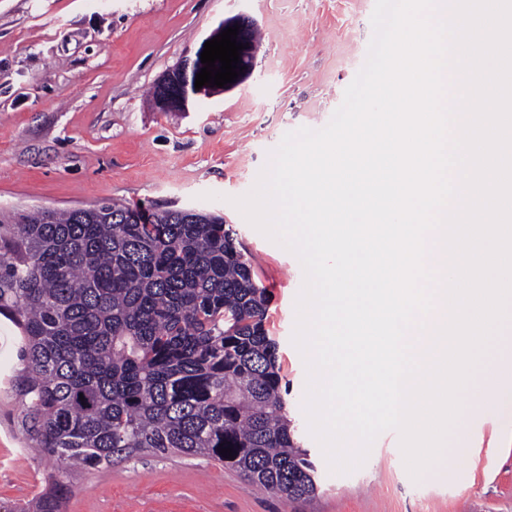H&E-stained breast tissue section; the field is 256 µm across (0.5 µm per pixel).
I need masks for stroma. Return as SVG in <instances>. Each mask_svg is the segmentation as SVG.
Returning a JSON list of instances; mask_svg holds the SVG:
<instances>
[{"mask_svg":"<svg viewBox=\"0 0 512 512\" xmlns=\"http://www.w3.org/2000/svg\"><path fill=\"white\" fill-rule=\"evenodd\" d=\"M375 0H0V212L69 210L121 200L153 211L223 214L269 296L285 397L318 493L293 500L248 486L235 468L198 456L141 453L81 472L35 448L16 379L20 332L0 315V512L34 504L59 480L65 512H512V416H470L468 458L409 475L398 432L364 464L331 472L309 434L307 371L292 342L304 273L297 257L231 203L252 190L285 133L320 129L342 104L373 37ZM262 36L253 75L161 112L147 91L238 12Z\"/></svg>","mask_w":512,"mask_h":512,"instance_id":"stroma-1","label":"stroma"}]
</instances>
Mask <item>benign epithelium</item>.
Listing matches in <instances>:
<instances>
[{"instance_id":"benign-epithelium-1","label":"benign epithelium","mask_w":512,"mask_h":512,"mask_svg":"<svg viewBox=\"0 0 512 512\" xmlns=\"http://www.w3.org/2000/svg\"><path fill=\"white\" fill-rule=\"evenodd\" d=\"M239 26L237 42L249 44V47L240 51V63L238 66L243 68V73L238 78L227 85L225 88H233L240 84L243 80L252 75L255 70L256 59L258 56V48L252 39L253 30L256 28V22L250 16L240 13L235 16L224 19L218 27L206 37L210 41L223 30ZM204 49V45H199L194 53V57L185 59L182 63L169 70L154 86L153 101L155 106L163 112L186 111L189 103L197 98L208 97L219 91L217 87L204 85L201 89H195V85L191 83V75L200 72L204 64L201 63L200 55Z\"/></svg>"}]
</instances>
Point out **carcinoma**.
<instances>
[{
	"label": "carcinoma",
	"instance_id": "cac0c4a2",
	"mask_svg": "<svg viewBox=\"0 0 512 512\" xmlns=\"http://www.w3.org/2000/svg\"><path fill=\"white\" fill-rule=\"evenodd\" d=\"M266 306L220 214L144 215L108 200L0 221V315L20 331L23 426L71 468L179 452L254 488L315 498ZM66 494L53 483L34 512H63Z\"/></svg>",
	"mask_w": 512,
	"mask_h": 512
}]
</instances>
